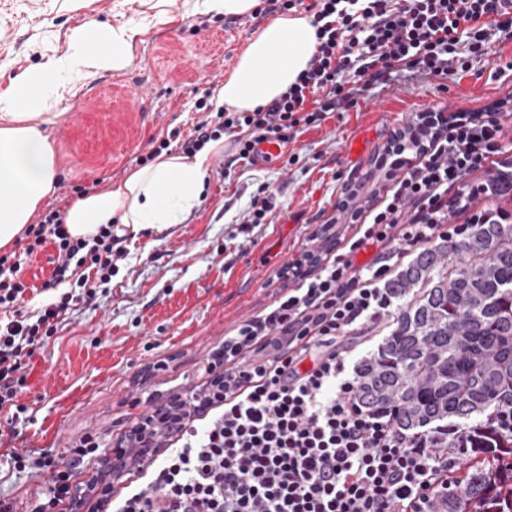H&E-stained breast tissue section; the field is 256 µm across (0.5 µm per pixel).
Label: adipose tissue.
<instances>
[{
  "instance_id": "1",
  "label": "adipose tissue",
  "mask_w": 512,
  "mask_h": 512,
  "mask_svg": "<svg viewBox=\"0 0 512 512\" xmlns=\"http://www.w3.org/2000/svg\"><path fill=\"white\" fill-rule=\"evenodd\" d=\"M136 33L133 26L104 29L94 49L74 32L65 55L21 73L0 92V114L10 119L0 126V248L14 244L54 188V149L34 111L62 99L92 71L125 67ZM316 44L310 16L272 18L225 78L218 104L249 112L278 98L307 68ZM223 145L220 139L210 142L191 156L162 153L109 189L75 198L65 215L70 235L88 239L100 225L114 222L135 230L183 223L199 202L213 153Z\"/></svg>"
}]
</instances>
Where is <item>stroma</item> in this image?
Segmentation results:
<instances>
[{"mask_svg": "<svg viewBox=\"0 0 512 512\" xmlns=\"http://www.w3.org/2000/svg\"><path fill=\"white\" fill-rule=\"evenodd\" d=\"M157 0H0V91L28 68L66 54L74 30L138 26L129 64L100 70L65 95L48 124L58 184L46 201L68 208L73 185L123 180L170 138L180 150L204 115L196 106L218 92L238 57L267 22L252 13L211 17L194 0H172L155 20ZM512 44L447 84L419 75L391 82L355 107L303 129L286 156L262 165H224L232 139L214 154L198 205L184 223L156 230L124 229L125 257L90 303L67 311L55 334L22 361V413L0 409V453L47 449L56 460L87 438L101 448L85 459L81 478L97 475L134 420L133 400L157 404L189 395L206 382L202 367L244 317L271 304L292 280L281 270L310 250L344 246L357 227L340 215L342 190L358 188L365 208L383 203L389 184L373 173L392 133L418 112H485L512 95ZM364 139L350 159L348 148ZM274 198L266 223L239 233L260 185ZM51 474L0 465V497L18 512H40Z\"/></svg>", "mask_w": 512, "mask_h": 512, "instance_id": "stroma-1", "label": "stroma"}]
</instances>
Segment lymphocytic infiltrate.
<instances>
[{"label":"lymphocytic infiltrate","mask_w":512,"mask_h":512,"mask_svg":"<svg viewBox=\"0 0 512 512\" xmlns=\"http://www.w3.org/2000/svg\"><path fill=\"white\" fill-rule=\"evenodd\" d=\"M303 4L317 24L307 69L269 104L250 112L221 108L200 121L186 150L227 134L237 144L235 162L251 164L258 144L286 142L301 128L321 125L327 114L356 106L398 73L444 81L512 42V0H288L292 8ZM503 139L494 112L417 113L386 150L392 188L383 204L365 215L348 209L359 230L346 245L325 265L308 253L286 267L299 287L239 322L212 349L206 384L158 405L173 424L161 430L165 448L153 460L142 459L130 434L112 471L83 485L75 481L77 471L99 451L89 439L64 464L46 451H13V469L52 470L46 497L69 500L73 512H81L100 483L144 468L152 471L150 485L113 500V512H434L436 498L453 489L455 467L440 442L464 447L460 430L405 432L393 414L363 409L348 353L336 343L391 325L396 300L384 286L391 266H357L363 249L390 243L400 258L438 238L462 241L474 224L512 222L494 206L471 212L466 225L451 224L449 214L453 207L471 211L485 195L484 183L468 176L506 153ZM23 235L28 255L54 245L53 283L85 266L96 269L98 284L111 281L119 241L113 225L100 226L93 239L74 238L64 212L51 207ZM96 286L80 282L79 293H64L27 316L21 263L16 254L0 255V309L12 315L0 324V406L17 396L22 358L57 330L71 306L94 297Z\"/></svg>","instance_id":"lymphocytic-infiltrate-1"}]
</instances>
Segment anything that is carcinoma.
I'll list each match as a JSON object with an SVG mask.
<instances>
[{
	"label": "carcinoma",
	"instance_id": "obj_1",
	"mask_svg": "<svg viewBox=\"0 0 512 512\" xmlns=\"http://www.w3.org/2000/svg\"><path fill=\"white\" fill-rule=\"evenodd\" d=\"M512 202V169L487 178ZM402 301L377 354L358 367L359 401L395 413L402 430L448 419L477 424L512 407V223L478 224L460 243L436 241L387 282ZM455 491L435 512H512V435L475 432Z\"/></svg>",
	"mask_w": 512,
	"mask_h": 512
}]
</instances>
